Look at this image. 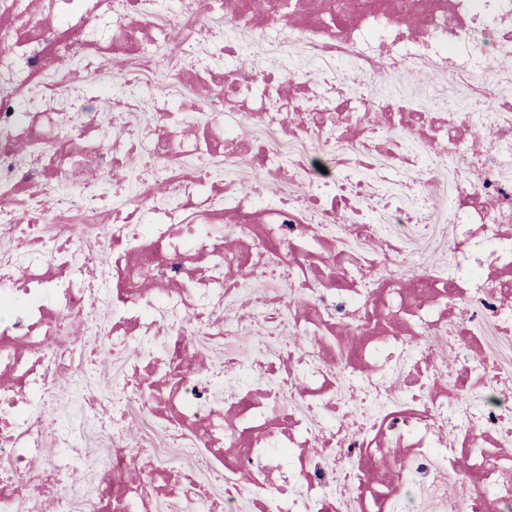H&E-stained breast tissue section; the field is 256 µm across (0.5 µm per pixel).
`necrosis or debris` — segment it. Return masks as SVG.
<instances>
[{"instance_id": "necrosis-or-debris-1", "label": "necrosis or debris", "mask_w": 512, "mask_h": 512, "mask_svg": "<svg viewBox=\"0 0 512 512\" xmlns=\"http://www.w3.org/2000/svg\"><path fill=\"white\" fill-rule=\"evenodd\" d=\"M224 0V25L206 33L210 0H0V512H66L53 499L57 475L77 473L89 443L52 429L47 404L62 383L98 367L100 344L79 339L104 295L119 310L105 336L112 348L139 347L143 380L125 383L112 409L111 454L94 480L93 512H151L155 496L175 494L182 512H512V386L504 381L512 347V98L490 100L478 73L512 83V0ZM108 35L94 39L100 21ZM273 40L310 61L349 58L364 78L427 65L468 82L474 112L416 109L363 95L331 110L338 83L314 80L281 62L254 70L250 42ZM236 66L206 77L208 61ZM124 80L120 112H56L71 88L65 64ZM54 82H43L45 71ZM164 75L140 123L142 84ZM205 91L201 119L175 111L170 85L183 78ZM292 88L288 111L274 94ZM279 127L311 141L357 139L329 162L286 160L266 142L242 143L241 124ZM421 131L433 163L418 181L417 203L433 200L439 171L454 164L464 195L454 220L452 267L400 273L413 217L385 204L393 229L373 223V169L381 181L418 166L399 136ZM225 158L248 155L259 184L217 183L191 165L213 137ZM390 161L375 169L374 159ZM156 167L164 198L118 181L142 157ZM97 158L102 177L84 168ZM66 181L72 194L50 192ZM343 223V237L331 229ZM382 240L358 256L350 242ZM288 276L284 289L253 300L267 326L289 342L243 364L240 322L227 299L246 281ZM491 327L495 344L455 333V311ZM199 343L224 356L213 370L186 356ZM424 345L426 369L396 387L389 362ZM454 385H447V377ZM143 426L224 463V502L187 473H140L125 429ZM39 473L38 490L27 476Z\"/></svg>"}]
</instances>
